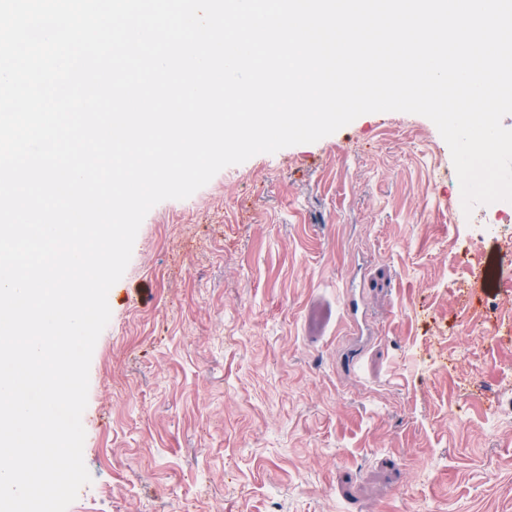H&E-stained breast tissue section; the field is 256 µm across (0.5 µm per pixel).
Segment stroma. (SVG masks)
Here are the masks:
<instances>
[{"label":"stroma","instance_id":"stroma-1","mask_svg":"<svg viewBox=\"0 0 512 512\" xmlns=\"http://www.w3.org/2000/svg\"><path fill=\"white\" fill-rule=\"evenodd\" d=\"M426 117L365 114L154 206L91 360L68 512H512V285L453 293L464 214ZM485 409L457 395L461 374Z\"/></svg>","mask_w":512,"mask_h":512}]
</instances>
